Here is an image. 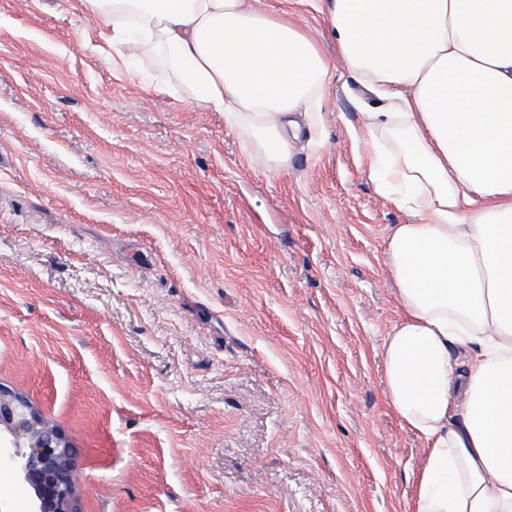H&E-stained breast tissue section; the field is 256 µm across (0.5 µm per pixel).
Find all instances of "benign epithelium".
Masks as SVG:
<instances>
[{
    "instance_id": "benign-epithelium-1",
    "label": "benign epithelium",
    "mask_w": 512,
    "mask_h": 512,
    "mask_svg": "<svg viewBox=\"0 0 512 512\" xmlns=\"http://www.w3.org/2000/svg\"><path fill=\"white\" fill-rule=\"evenodd\" d=\"M34 492L32 512H72L78 485L61 428L21 396L0 388V463Z\"/></svg>"
}]
</instances>
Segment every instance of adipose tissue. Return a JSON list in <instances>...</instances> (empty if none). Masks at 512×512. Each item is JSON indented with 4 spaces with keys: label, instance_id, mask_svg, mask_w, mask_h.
Here are the masks:
<instances>
[{
    "label": "adipose tissue",
    "instance_id": "1",
    "mask_svg": "<svg viewBox=\"0 0 512 512\" xmlns=\"http://www.w3.org/2000/svg\"><path fill=\"white\" fill-rule=\"evenodd\" d=\"M288 0H86L112 62L160 57L187 105L247 131L286 169L337 68L389 101L362 115L367 174L409 218L385 264L402 312L388 398L426 444L416 512H512V0H310L328 57ZM288 21L293 22L297 27L306 31L327 55L334 51L331 35L328 27L323 23L321 17L308 4L288 5Z\"/></svg>",
    "mask_w": 512,
    "mask_h": 512
}]
</instances>
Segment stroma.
Listing matches in <instances>:
<instances>
[{
  "label": "stroma",
  "instance_id": "obj_1",
  "mask_svg": "<svg viewBox=\"0 0 512 512\" xmlns=\"http://www.w3.org/2000/svg\"><path fill=\"white\" fill-rule=\"evenodd\" d=\"M105 34L0 0V387L66 433L77 512H415L380 358L408 218L353 134L386 101L337 68L275 173Z\"/></svg>",
  "mask_w": 512,
  "mask_h": 512
}]
</instances>
